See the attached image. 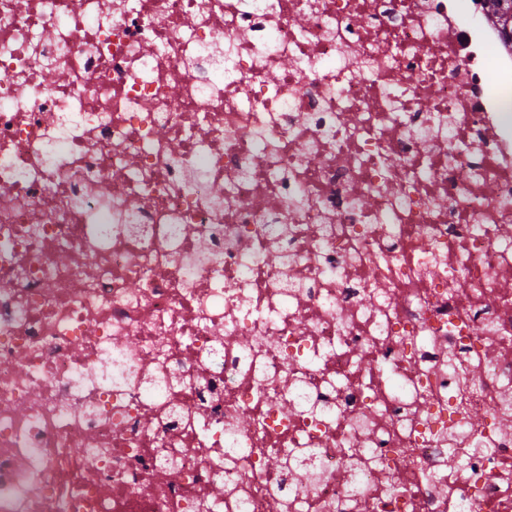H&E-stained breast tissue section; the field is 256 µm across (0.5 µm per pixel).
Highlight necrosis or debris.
I'll return each mask as SVG.
<instances>
[{
    "mask_svg": "<svg viewBox=\"0 0 512 512\" xmlns=\"http://www.w3.org/2000/svg\"><path fill=\"white\" fill-rule=\"evenodd\" d=\"M512 512V47L484 0H0V512Z\"/></svg>",
    "mask_w": 512,
    "mask_h": 512,
    "instance_id": "obj_1",
    "label": "necrosis or debris"
}]
</instances>
